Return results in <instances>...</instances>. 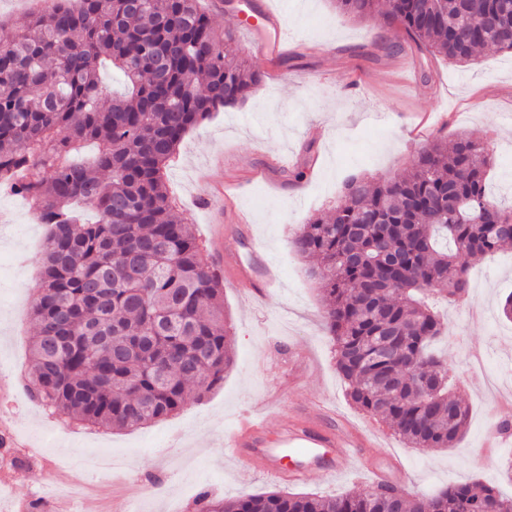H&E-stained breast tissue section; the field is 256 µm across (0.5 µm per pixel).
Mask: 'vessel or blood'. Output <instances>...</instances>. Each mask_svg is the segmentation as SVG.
<instances>
[{
    "label": "vessel or blood",
    "instance_id": "obj_1",
    "mask_svg": "<svg viewBox=\"0 0 512 512\" xmlns=\"http://www.w3.org/2000/svg\"><path fill=\"white\" fill-rule=\"evenodd\" d=\"M256 14L258 24L247 27L252 45L268 64L277 65L284 45L280 16L266 0H261ZM362 441L360 430L338 413L326 411L317 418L307 414L289 417L273 439L263 421L243 417L228 445L243 473L259 472L276 480L297 482L312 474L335 477L348 473ZM288 456L293 458V465L285 464Z\"/></svg>",
    "mask_w": 512,
    "mask_h": 512
}]
</instances>
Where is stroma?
<instances>
[{"label":"stroma","mask_w":512,"mask_h":512,"mask_svg":"<svg viewBox=\"0 0 512 512\" xmlns=\"http://www.w3.org/2000/svg\"><path fill=\"white\" fill-rule=\"evenodd\" d=\"M283 16L288 55L283 75L266 77L245 102L212 113L190 130L169 162L165 179L180 217L193 224L204 261L219 210L200 197L220 184L238 185L237 212L247 224L235 251L248 258L259 242L278 271L274 288L253 296L251 282L224 283V312L232 329L234 361L223 381L204 395L190 394L178 413L133 430L89 429L45 411L28 390L30 306L41 282L45 225L27 201L0 194V418L32 442L0 453V512L16 499L41 502L43 512H197V499L262 494L279 483L237 473L226 436L253 413L277 431L293 409L316 412L326 404L356 426H371L380 445L366 447L348 474L309 476L288 491L336 496L372 486L369 468L410 476L408 495L432 494L479 480L512 498V446L486 442L498 420L512 422L485 376L512 384V320L501 303L512 294V246L472 269L460 307L432 305L446 332L433 346L457 375L455 392L470 410L456 447L412 448L376 418L348 402L324 328L318 286L306 261L291 248L294 231L333 206L352 175H400L432 140L463 132L483 141L493 157L488 192L512 206V53L490 52L471 64L430 53L396 24L340 14L333 0H269ZM290 152L288 166L271 158ZM111 449L123 460L112 476L95 475L79 460ZM66 484L110 486L108 497L79 502L51 497L54 474Z\"/></svg>","instance_id":"obj_1"}]
</instances>
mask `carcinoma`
Returning <instances> with one entry per match:
<instances>
[{
    "label": "carcinoma",
    "instance_id": "obj_1",
    "mask_svg": "<svg viewBox=\"0 0 512 512\" xmlns=\"http://www.w3.org/2000/svg\"><path fill=\"white\" fill-rule=\"evenodd\" d=\"M47 0L16 30L0 24V189L49 227L31 308L30 387L63 420L139 427L182 408L233 363L224 284L175 213L164 169L188 130L264 81L235 27L218 33L198 0ZM383 16L458 62L512 51V0H334ZM128 91L101 105L100 69ZM97 146L87 162L74 155ZM492 157L467 135L422 147L395 178L352 176L333 210L291 240L325 298L323 319L349 403L412 448H453L469 408L430 351L444 334L428 297L455 305L469 268L508 245L512 220L488 196ZM336 497L203 494L198 512H512L479 481L409 496L389 483Z\"/></svg>",
    "mask_w": 512,
    "mask_h": 512
}]
</instances>
